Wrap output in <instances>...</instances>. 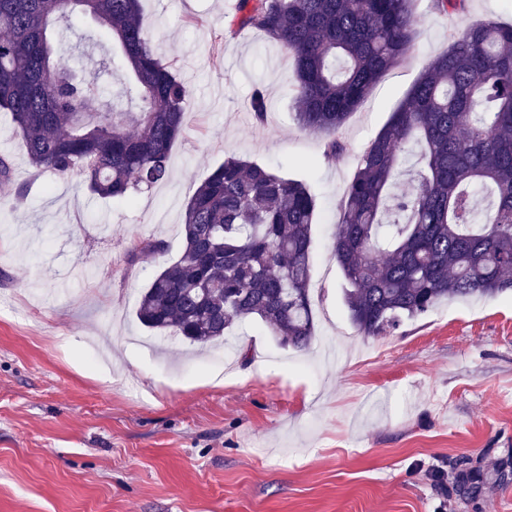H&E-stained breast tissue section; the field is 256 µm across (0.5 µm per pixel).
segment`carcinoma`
Listing matches in <instances>:
<instances>
[{
    "label": "carcinoma",
    "mask_w": 512,
    "mask_h": 512,
    "mask_svg": "<svg viewBox=\"0 0 512 512\" xmlns=\"http://www.w3.org/2000/svg\"><path fill=\"white\" fill-rule=\"evenodd\" d=\"M412 2L239 0L242 17L228 31L254 28L285 50L299 124L324 137L334 156L350 151L339 137L348 117L411 58ZM75 14L73 0H0V110L38 173H77L92 194L128 199L168 177L190 91L156 54L140 0H88L83 14L125 68L126 96L140 101L136 112L93 109L99 86L72 76L52 44L54 24ZM250 110L264 120L259 85ZM416 147L423 166L395 198ZM354 157L333 248L344 304L362 335L390 333L445 299L512 293V24L486 20L453 33ZM480 191L489 204L478 221ZM316 210L303 182L224 158L187 202L182 253L142 289L138 320L203 345L254 320L279 345L309 348ZM163 250L161 241L134 240L127 255L135 262Z\"/></svg>",
    "instance_id": "obj_1"
}]
</instances>
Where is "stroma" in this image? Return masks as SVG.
<instances>
[{"instance_id": "stroma-1", "label": "stroma", "mask_w": 512, "mask_h": 512, "mask_svg": "<svg viewBox=\"0 0 512 512\" xmlns=\"http://www.w3.org/2000/svg\"><path fill=\"white\" fill-rule=\"evenodd\" d=\"M237 0H141L154 49L191 95L169 178L127 201L91 195L80 177L36 174L8 113L0 155V512H512V296L441 302L396 332L367 338L343 302L333 236L355 163L326 156L302 129L281 47L224 26ZM412 57L347 119L364 146L450 35L512 23V0L463 12L414 0ZM91 17L60 26L65 64L96 73ZM268 111L255 121L252 89ZM304 182L317 201L309 349L278 345L254 321L234 327V369L136 319L140 291L182 251L196 188L225 156ZM27 185L18 197V185ZM166 250L129 263L134 239ZM483 486L456 487L460 470Z\"/></svg>"}]
</instances>
